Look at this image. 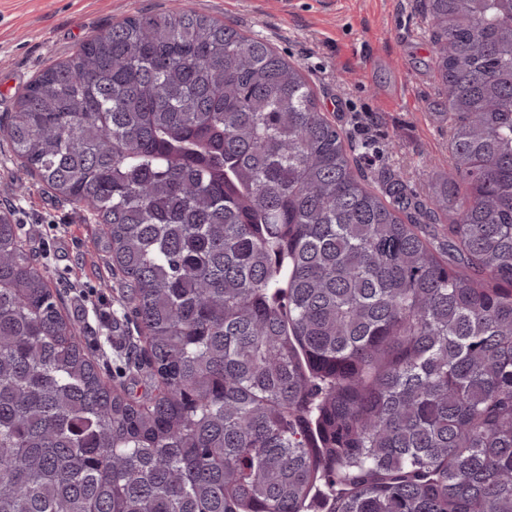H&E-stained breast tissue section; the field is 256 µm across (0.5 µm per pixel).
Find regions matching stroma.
<instances>
[{
	"mask_svg": "<svg viewBox=\"0 0 512 512\" xmlns=\"http://www.w3.org/2000/svg\"><path fill=\"white\" fill-rule=\"evenodd\" d=\"M199 11L267 40L299 63L322 111L381 189L391 177L424 197L448 170V102L434 68L429 20L420 0H191ZM171 0H0V116L40 71L91 35ZM376 119L371 137L354 132V113ZM17 162L0 140V204L26 249L52 279L64 314L103 377L143 390L145 342L124 315L126 285L112 270L106 240L88 211L31 178L16 188Z\"/></svg>",
	"mask_w": 512,
	"mask_h": 512,
	"instance_id": "35a3bbf8",
	"label": "stroma"
}]
</instances>
